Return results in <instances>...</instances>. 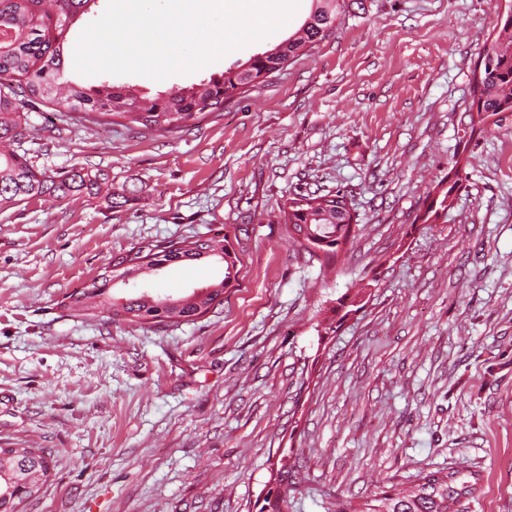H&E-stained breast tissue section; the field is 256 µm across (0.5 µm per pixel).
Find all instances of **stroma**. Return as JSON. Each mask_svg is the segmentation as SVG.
Here are the masks:
<instances>
[{
    "label": "stroma",
    "instance_id": "1",
    "mask_svg": "<svg viewBox=\"0 0 512 512\" xmlns=\"http://www.w3.org/2000/svg\"><path fill=\"white\" fill-rule=\"evenodd\" d=\"M311 5L194 73L110 81L198 82L288 38ZM510 13L353 0L329 36L170 132L23 105L38 169H102L128 198L0 207V445L53 468L23 512H263L280 495L282 512H334L438 470L473 485L465 512H512V112L467 134L472 72ZM460 150L453 209L417 223ZM336 191L358 232L325 271L281 210ZM224 233L238 283L194 321L66 304L142 241ZM223 273L175 264L111 294L177 298Z\"/></svg>",
    "mask_w": 512,
    "mask_h": 512
}]
</instances>
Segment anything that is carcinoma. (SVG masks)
Returning <instances> with one entry per match:
<instances>
[{
	"mask_svg": "<svg viewBox=\"0 0 512 512\" xmlns=\"http://www.w3.org/2000/svg\"><path fill=\"white\" fill-rule=\"evenodd\" d=\"M98 0H0V206L25 199L52 196L66 199L75 195L96 198L106 192L109 206L128 197L112 193V179L104 170L72 169L62 175L40 171L14 145L26 126L21 103L44 101L54 111L74 114L76 120L100 123L119 118L159 131H173L205 112L224 108L235 96L246 93L247 78L269 66L283 67L295 53L329 32L346 8L345 0H312L309 17L287 40L273 49L252 56L243 64L212 75L197 84L175 87L147 96L107 82L86 88L64 76V32L78 15L90 14ZM55 21L52 34L49 21ZM491 57L481 60V72L473 74L470 106L471 134L489 130V118L512 112V16L501 23L490 42ZM461 159L453 161L455 179L441 190L428 209L416 220L431 223L452 208L462 187ZM336 194H308L290 199L282 219L300 243L312 244L335 257L340 246L352 238L357 220L339 208ZM213 258L223 264V278L169 305L165 299L148 300L143 292L112 301L109 290L114 281L126 282L145 270L159 271L170 264ZM241 260L227 236L193 241H147L126 255L112 260L90 286L70 296L71 307L94 311L105 306L112 315L130 322L192 321L224 301V289L236 282ZM51 477L46 452L41 448L0 447V512H21L20 505L38 493ZM473 494V486L460 480L459 472H430L403 491L389 490L358 507L336 501V512H450L452 506Z\"/></svg>",
	"mask_w": 512,
	"mask_h": 512,
	"instance_id": "1",
	"label": "carcinoma"
}]
</instances>
